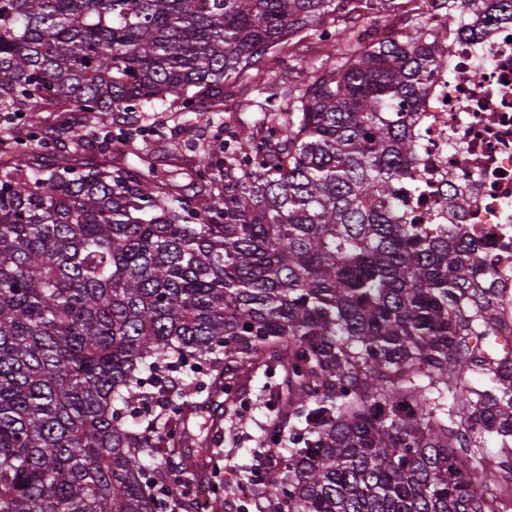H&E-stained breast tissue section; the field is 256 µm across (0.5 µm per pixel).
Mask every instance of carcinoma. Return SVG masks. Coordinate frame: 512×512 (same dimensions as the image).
<instances>
[{
	"instance_id": "1",
	"label": "carcinoma",
	"mask_w": 512,
	"mask_h": 512,
	"mask_svg": "<svg viewBox=\"0 0 512 512\" xmlns=\"http://www.w3.org/2000/svg\"><path fill=\"white\" fill-rule=\"evenodd\" d=\"M335 2L0 0V512H222L193 488L268 401L255 458L287 454L239 475L261 512H507L512 353L490 345L512 299L454 225L399 218L412 106L474 0L370 42L347 26L310 81L257 83L278 138L215 141L192 196L112 162L108 126L61 118L51 159L12 135L47 107L221 108ZM487 436L511 449L491 465Z\"/></svg>"
}]
</instances>
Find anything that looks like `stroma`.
Listing matches in <instances>:
<instances>
[{
  "label": "stroma",
  "mask_w": 512,
  "mask_h": 512,
  "mask_svg": "<svg viewBox=\"0 0 512 512\" xmlns=\"http://www.w3.org/2000/svg\"><path fill=\"white\" fill-rule=\"evenodd\" d=\"M355 13L359 30L368 38L393 29L403 30L423 19L413 0H378L375 9L359 7ZM325 44V39L316 34L275 47L259 64L265 83L276 84L286 74L297 82L306 81L320 65ZM224 90V109L220 112H181L176 104L157 100L133 112H115L107 116L113 133L125 130L133 133L132 138L113 143V161L141 169L152 166L161 172L173 163L181 171L180 183L192 185L197 160L214 138L229 140L254 127L258 108L252 75L240 76L233 84L225 85ZM266 421L264 411L249 409L238 430V442H223L222 471L214 486V494L226 496L233 502L239 499L233 474L242 467L253 465L250 453L253 439Z\"/></svg>",
  "instance_id": "35a3bbf8"
}]
</instances>
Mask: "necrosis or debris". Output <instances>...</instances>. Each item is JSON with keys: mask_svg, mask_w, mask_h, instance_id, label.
<instances>
[{"mask_svg": "<svg viewBox=\"0 0 512 512\" xmlns=\"http://www.w3.org/2000/svg\"><path fill=\"white\" fill-rule=\"evenodd\" d=\"M497 0L465 11L413 109L417 191L402 221L453 224L512 288V16Z\"/></svg>", "mask_w": 512, "mask_h": 512, "instance_id": "necrosis-or-debris-1", "label": "necrosis or debris"}]
</instances>
